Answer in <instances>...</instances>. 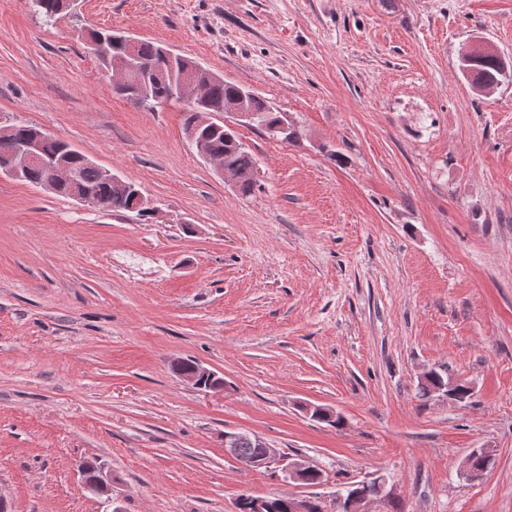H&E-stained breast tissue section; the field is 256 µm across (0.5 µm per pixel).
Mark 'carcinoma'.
<instances>
[{"label": "carcinoma", "instance_id": "cac0c4a2", "mask_svg": "<svg viewBox=\"0 0 512 512\" xmlns=\"http://www.w3.org/2000/svg\"><path fill=\"white\" fill-rule=\"evenodd\" d=\"M31 2L34 11L50 22L66 7L67 0H31ZM102 38L114 44V48L110 49L108 55L99 57L104 72L111 74L122 69L128 58L123 47L124 36L110 31L97 32L92 35L91 41L95 43ZM135 54L140 60L151 65V71L147 80L141 82L133 78L121 86L119 94L136 105L139 104L138 97L144 94L153 101L172 98L173 86L185 74L191 72V64L195 63L194 59L181 54L175 55L173 59L167 57L165 48L152 41H138L135 46ZM465 76L474 87L494 82H511L512 64L509 63L504 68L496 57L484 55L466 65ZM242 91H244V87L228 82L213 73L208 80L206 100L198 105V109L203 112H222L224 107L237 99ZM252 107L253 111L258 114L257 126L265 133L277 136L272 128L286 119L285 113L278 111L259 96L252 99ZM37 135L41 136V147L44 153L68 159L79 173L80 183L97 193L98 202L93 204V207L112 212L135 210L139 215H144L143 210L136 209L133 195L106 188L104 168L85 158L83 154L66 142L39 128L23 124L1 126L0 164L6 160L7 153L15 143ZM202 136L205 138L208 151L221 160L224 166L239 174L240 193L245 196L252 194L257 184L255 178L257 159L254 155L222 125L203 129Z\"/></svg>", "mask_w": 512, "mask_h": 512}]
</instances>
